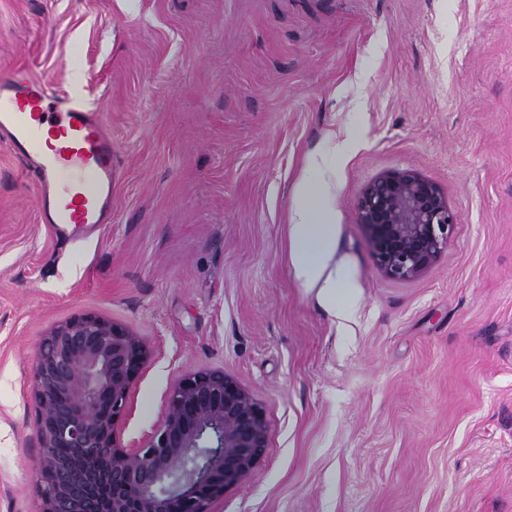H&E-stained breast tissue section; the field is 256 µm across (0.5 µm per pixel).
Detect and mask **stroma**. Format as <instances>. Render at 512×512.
I'll list each match as a JSON object with an SVG mask.
<instances>
[{"instance_id": "1", "label": "stroma", "mask_w": 512, "mask_h": 512, "mask_svg": "<svg viewBox=\"0 0 512 512\" xmlns=\"http://www.w3.org/2000/svg\"><path fill=\"white\" fill-rule=\"evenodd\" d=\"M112 129V221L57 238L0 141V512H36L34 355L94 313L154 350L134 446L221 368L269 443L209 512H512V0H0V70ZM334 186L335 317L294 277L303 170ZM413 168L457 224L421 276L377 269L366 185Z\"/></svg>"}]
</instances>
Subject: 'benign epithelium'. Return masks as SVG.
Instances as JSON below:
<instances>
[{"label": "benign epithelium", "instance_id": "obj_1", "mask_svg": "<svg viewBox=\"0 0 512 512\" xmlns=\"http://www.w3.org/2000/svg\"><path fill=\"white\" fill-rule=\"evenodd\" d=\"M357 219L393 280L432 268L456 224L442 188L411 168L372 180ZM153 357L127 327L90 313L40 339L31 395L37 512H209L254 468L268 448L264 411L222 369L175 384L163 423L141 447L118 443L129 393Z\"/></svg>", "mask_w": 512, "mask_h": 512}]
</instances>
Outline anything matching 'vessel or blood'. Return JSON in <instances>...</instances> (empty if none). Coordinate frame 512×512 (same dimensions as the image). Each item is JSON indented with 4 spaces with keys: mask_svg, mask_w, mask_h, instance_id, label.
I'll use <instances>...</instances> for the list:
<instances>
[{
    "mask_svg": "<svg viewBox=\"0 0 512 512\" xmlns=\"http://www.w3.org/2000/svg\"><path fill=\"white\" fill-rule=\"evenodd\" d=\"M0 140L38 187L41 223L64 233L111 223L112 134L96 108L25 71H1Z\"/></svg>",
    "mask_w": 512,
    "mask_h": 512,
    "instance_id": "obj_1",
    "label": "vessel or blood"
}]
</instances>
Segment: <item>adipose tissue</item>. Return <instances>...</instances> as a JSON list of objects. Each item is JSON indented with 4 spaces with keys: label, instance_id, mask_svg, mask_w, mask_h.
Wrapping results in <instances>:
<instances>
[{
    "label": "adipose tissue",
    "instance_id": "obj_1",
    "mask_svg": "<svg viewBox=\"0 0 512 512\" xmlns=\"http://www.w3.org/2000/svg\"><path fill=\"white\" fill-rule=\"evenodd\" d=\"M332 187L320 168L304 169L290 217L292 266L296 279L318 288L328 306L336 304V289L346 278L335 258L336 217L330 206Z\"/></svg>",
    "mask_w": 512,
    "mask_h": 512
}]
</instances>
